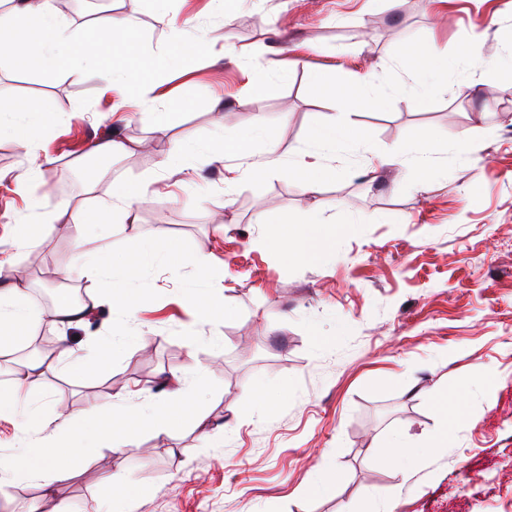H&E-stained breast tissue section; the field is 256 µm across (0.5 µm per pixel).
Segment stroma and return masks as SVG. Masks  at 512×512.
<instances>
[{
	"instance_id": "35a3bbf8",
	"label": "stroma",
	"mask_w": 512,
	"mask_h": 512,
	"mask_svg": "<svg viewBox=\"0 0 512 512\" xmlns=\"http://www.w3.org/2000/svg\"><path fill=\"white\" fill-rule=\"evenodd\" d=\"M58 12L76 28L134 16L138 52L203 54L189 70L157 72L161 102L125 81L109 99L76 71L24 74L0 63V90L57 116L36 129L38 155L0 137V283L25 268L29 298L42 307L57 290L86 289L70 275L74 225L112 182H144L149 197L134 208L135 226L90 225L94 247L116 264L143 238L210 257L224 315L196 321L183 294L198 276L171 263L137 271L131 286L145 300L134 320L102 309L87 331L43 321L52 343L74 348L91 333L124 337L111 373L63 368L40 378L48 418L111 405L128 389L158 396L165 377L186 373L192 360L205 372L193 410L206 429L192 417L99 449L57 485V497L108 512L116 479L138 489L131 512H512V0H450L440 25L430 0H226L220 10L213 0H173L168 24L153 0H107L101 11L60 0ZM428 42L458 58L447 81H472L468 96L413 105L399 49ZM317 71L372 81L382 105L351 116L371 147L405 145L426 129L447 146L435 156L443 177L424 192L408 176L372 186L346 151L315 195L278 170L253 175L264 159L263 143L249 138L254 117L276 130L288 164L334 112L312 81ZM260 82L267 91H256ZM217 101L223 112L213 111ZM459 133L472 151L452 146ZM227 137L250 146L212 158ZM110 138L128 151L107 160V176L87 192L92 149ZM180 141L198 149L194 179L181 188L159 164ZM34 165L31 192L54 221L28 252L17 245L25 204L11 177ZM313 208L337 230L328 262L261 246L270 223ZM488 376L496 379L490 396ZM260 381L287 387V397L254 395ZM460 391L467 415L454 426L453 447H426L437 427L434 393ZM396 435L422 448L405 478L386 460ZM327 456L331 486L307 494Z\"/></svg>"
}]
</instances>
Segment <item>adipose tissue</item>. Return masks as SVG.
Wrapping results in <instances>:
<instances>
[{
    "label": "adipose tissue",
    "instance_id": "adipose-tissue-1",
    "mask_svg": "<svg viewBox=\"0 0 512 512\" xmlns=\"http://www.w3.org/2000/svg\"><path fill=\"white\" fill-rule=\"evenodd\" d=\"M117 29L132 37L138 31V22L136 18L126 16L114 24L91 22L75 30L59 18L55 0H10L8 8L0 9V62L25 66L18 46V36L25 32L42 40V50L37 56L40 68L59 70L76 65L88 77L109 81L117 73L115 58L123 57L132 71L149 76L154 61L137 55L125 43L114 44L113 56L109 59L76 57L78 45L111 41L112 33ZM401 61L408 66L412 81L410 96L414 104H422L435 92L449 91L461 96L468 89L464 83L450 86L442 82L441 76L447 73L452 62L435 44H419L403 50ZM313 80L335 104L336 110L309 131L308 156L287 166L289 179L296 182L302 193L319 192L327 181L332 180L333 170L324 164L323 158L339 147L366 153L369 170L386 166L397 176L410 173L416 179L415 189L426 190L429 178L436 173L434 155L438 151L437 146L431 145L428 131H418L408 148L392 147L377 152L350 119L352 113L380 106L381 97L372 85L365 81L339 83L320 72L314 73ZM88 241L84 231L76 232L75 242L83 257L76 274L93 288L91 302H74L68 292L63 291L52 309L46 311L29 302L23 278L14 277L12 283L0 286L1 358L9 355L13 343L19 338L31 336L47 317L53 318L57 325L71 328L84 324L90 312L103 307L116 315L134 316L140 298L129 286L128 268L114 267L106 258L93 256L87 247ZM263 243L287 257L324 262L331 256L336 236L326 227L321 213L313 209L298 222L269 232ZM188 262L199 272L201 282L200 287L188 294L193 311L201 320H214L223 307L220 280L207 257L192 255ZM48 369V363L35 357L14 370L11 386L0 390V418L12 416L19 399H38L37 380ZM189 399L186 377L177 376L162 402L133 404L126 393L121 392L117 395L116 405L79 414H57V425L52 429L42 421L41 408L33 407L28 422L29 446L13 454L0 455V493L12 485L32 482L44 489L47 512H67L66 506L53 497L54 487L74 477L79 466L97 454L111 433H122L125 420L136 417L162 434L173 421L159 414L160 404L177 405Z\"/></svg>",
    "mask_w": 512,
    "mask_h": 512
}]
</instances>
